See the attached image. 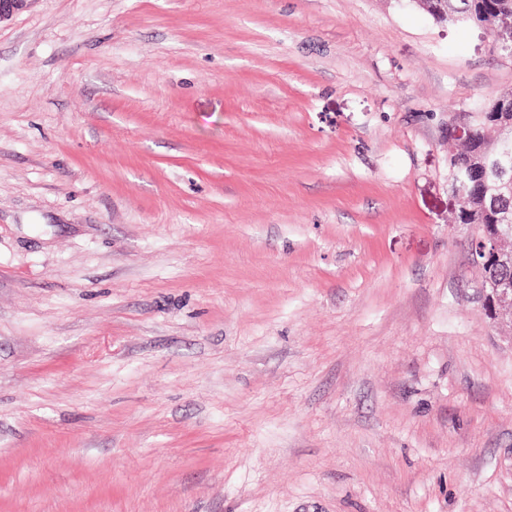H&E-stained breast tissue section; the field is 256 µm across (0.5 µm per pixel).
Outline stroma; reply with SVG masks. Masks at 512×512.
Segmentation results:
<instances>
[{
  "mask_svg": "<svg viewBox=\"0 0 512 512\" xmlns=\"http://www.w3.org/2000/svg\"><path fill=\"white\" fill-rule=\"evenodd\" d=\"M490 44L408 0L0 21V512H512L448 185Z\"/></svg>",
  "mask_w": 512,
  "mask_h": 512,
  "instance_id": "1",
  "label": "stroma"
}]
</instances>
